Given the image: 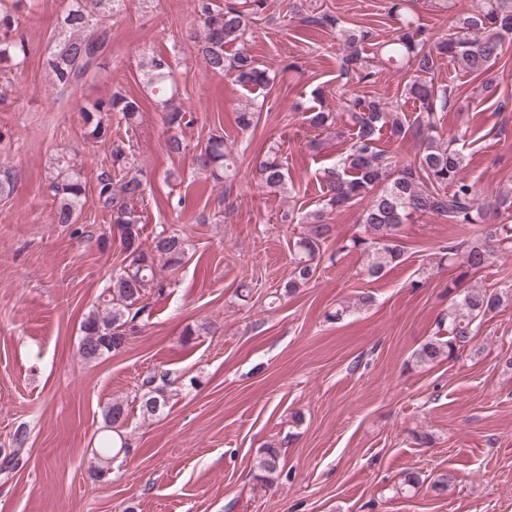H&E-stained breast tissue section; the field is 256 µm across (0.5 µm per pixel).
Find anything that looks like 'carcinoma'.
Listing matches in <instances>:
<instances>
[{
  "label": "carcinoma",
  "instance_id": "obj_1",
  "mask_svg": "<svg viewBox=\"0 0 512 512\" xmlns=\"http://www.w3.org/2000/svg\"><path fill=\"white\" fill-rule=\"evenodd\" d=\"M30 0H0V70L18 69L26 58V43L20 29V16ZM199 31L193 36L197 52L215 73L224 74L247 90L271 86L276 74L261 67L243 48L249 29L248 20L256 19L264 10L265 0H244L219 4L217 0H196ZM476 7L458 19L455 31L426 45L422 26L412 15L413 0H389L386 11L399 22L394 37L377 45V51L388 59L407 60L414 69V77L406 84V94L419 101L423 112L416 118V134L420 149L414 158L399 161L379 148L383 131L390 136L404 138L411 125L397 108L375 99L354 98L347 103L350 120V138L345 155L335 166L323 171L320 178L321 206L300 218L305 225L303 236L293 244L291 272L283 285L284 294H294L315 276L322 245L333 235L329 215L336 209L364 203L360 229L347 239L339 250H359L367 257L364 273L370 280L382 278L401 262L403 250L398 232L401 225L417 215H437L450 224L471 227L476 241L464 249L456 246L441 248L439 262L451 260L463 269L462 275L481 273L502 255H512V189L505 188L494 198L479 201L474 185L461 176L464 167L462 150L442 141L438 121L439 112L448 108L450 91L438 87L426 76L434 73L440 59L449 58L459 63L470 74L480 77L488 74L503 54L504 44L512 41V0H476ZM124 0H71L63 18L62 32L54 42L48 67L51 84L61 92H72L100 67L110 41L106 18L120 10ZM292 12L299 22L309 25L334 26L340 20L330 15L320 18L305 12L303 5L293 4ZM372 39L367 29H355L343 40L344 64L351 70L365 71L372 76L365 45ZM238 42L241 48L232 55L224 53V46ZM144 76L155 90L154 105L162 114L168 132L166 148L171 154L184 150L180 137L182 126L192 122L188 112L181 108L179 90L173 78L171 61L162 54H152L145 62ZM85 136L92 141L112 143L111 165L97 176L99 208L110 213L112 230L117 232L127 264L112 284L99 296L97 308L82 324L80 355L94 360L125 346L134 322L145 307L143 295L153 288H161L158 275L162 268L178 267L187 254L182 238L160 232L148 247H143L140 217L131 207V201L142 197L147 182L122 143L112 142L110 115L118 112L127 126L138 123L141 106L137 99L114 93L108 98L96 99L81 108ZM309 126L328 130L335 126L336 113L309 112L305 115ZM279 150L270 148L263 160L256 164L253 177L256 185L269 192H281L287 185ZM202 170L216 180L236 176V160L231 146L221 135L208 137L199 154ZM122 173L119 184L112 182V171ZM49 190L55 198V218L59 224H72L76 213L86 200V180L82 168L64 156L52 162ZM448 312L438 324V331L448 333L443 339L434 336L419 345L412 353L417 366H430L443 358H451L467 349L477 336L484 319L496 312L505 301L512 299L506 288H486L478 285L448 286ZM154 378L144 381L146 387L139 400V410L150 416L159 414L170 399L165 388L153 385ZM126 404L115 401L104 414L105 428L119 432L127 420ZM16 450L3 458L0 471L19 465L18 449L26 442V430L14 435ZM128 454L126 444L113 446L112 437L101 441L95 454L96 475L103 477L112 469L114 455ZM257 468L266 475L282 470L283 460L278 448L270 445L260 450Z\"/></svg>",
  "mask_w": 512,
  "mask_h": 512
}]
</instances>
